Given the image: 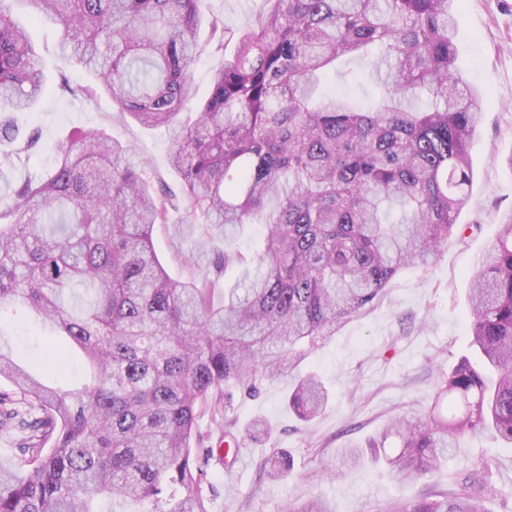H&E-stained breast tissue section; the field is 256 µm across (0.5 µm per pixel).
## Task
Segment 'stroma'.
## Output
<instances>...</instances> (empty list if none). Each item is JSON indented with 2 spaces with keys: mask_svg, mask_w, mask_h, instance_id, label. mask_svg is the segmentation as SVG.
I'll return each instance as SVG.
<instances>
[{
  "mask_svg": "<svg viewBox=\"0 0 512 512\" xmlns=\"http://www.w3.org/2000/svg\"><path fill=\"white\" fill-rule=\"evenodd\" d=\"M11 8L43 59L48 92L33 111L18 115L22 129L37 131L40 140L35 150L0 172V196L24 180L44 177L75 128L105 130L146 161L152 183L177 187L169 164L171 132L121 118L104 93H58L60 76L87 83L90 75L60 54L58 25L34 20L19 0ZM454 9L457 65L470 86L486 94L471 146L472 193L458 217L467 230L449 238L428 272L398 274L378 301L338 324L331 338L300 361L297 372L317 371L330 394L326 410L313 422L303 423L289 411L288 381L281 377L265 380L257 396L235 391L217 411L205 412L197 429L204 445L218 446L228 427L241 442L237 456L210 460L206 468L202 494L209 512H283L285 504L313 496L327 500L335 512H380L393 502L449 495L462 487V474L451 465L398 485L383 465L367 461L352 467L340 453L352 443L367 445L392 417L428 413L435 368L450 369L469 351V278L501 217L512 213V168L505 162L512 155V0H455ZM153 242L172 278L189 275L184 258L195 253L193 242L173 245L163 225L155 226ZM0 336L47 374L78 383L79 364L48 356L41 331L27 318L0 320ZM281 450L293 468L287 479L276 480L266 462ZM459 454L477 462L476 478L489 495L490 512H512V446L487 431L460 441ZM228 466L236 468L235 478H225Z\"/></svg>",
  "mask_w": 512,
  "mask_h": 512,
  "instance_id": "35a3bbf8",
  "label": "stroma"
}]
</instances>
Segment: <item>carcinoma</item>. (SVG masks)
<instances>
[{
  "mask_svg": "<svg viewBox=\"0 0 512 512\" xmlns=\"http://www.w3.org/2000/svg\"><path fill=\"white\" fill-rule=\"evenodd\" d=\"M0 0V139L29 152L12 113L47 92L43 64ZM62 27L59 51L96 74L123 116L173 133L179 189L152 186L129 150L99 129L76 132L53 172L0 199V313L22 306L85 361L77 390L46 385L0 345V427L22 433L0 466V512H208L201 492L212 449L192 451L196 421L231 386L252 394L283 376L336 325L378 300L407 269L427 272L459 230L469 153L484 95L456 66L455 0H263L243 28L209 21L224 54L209 96L194 97L202 0H22ZM369 64L380 86L367 111L319 94L336 62ZM184 208L185 217L172 222ZM231 240L262 227L252 257L226 248L210 271L179 281L152 242ZM242 267L215 302L220 279ZM471 352L438 370L428 414L392 418L380 442L404 484L458 456L485 430L512 445V214L470 276ZM329 393L296 376L288 408L311 422ZM463 487L391 512H490ZM284 512H332L310 498Z\"/></svg>",
  "mask_w": 512,
  "mask_h": 512,
  "instance_id": "obj_1",
  "label": "carcinoma"
}]
</instances>
